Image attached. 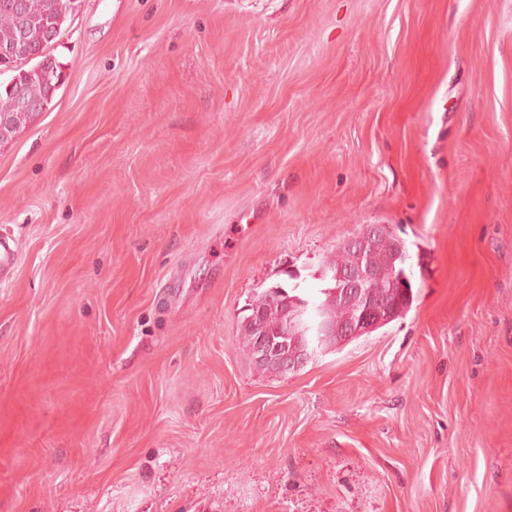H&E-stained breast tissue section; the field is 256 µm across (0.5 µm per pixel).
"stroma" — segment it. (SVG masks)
Listing matches in <instances>:
<instances>
[{"label":"stroma","instance_id":"obj_1","mask_svg":"<svg viewBox=\"0 0 512 512\" xmlns=\"http://www.w3.org/2000/svg\"><path fill=\"white\" fill-rule=\"evenodd\" d=\"M0 146V512H512V0H81ZM369 224L409 312L240 323ZM379 226L378 224L369 225L361 235L349 239L347 245L343 242L338 246L334 258L327 263L326 271L327 275L330 274V282L329 286L320 292L325 299L317 305L324 307L325 318L328 322L336 321V324L347 322L349 315V311L338 306L336 298L340 304L348 307L351 310V318L349 324L343 326V331H340L336 325L325 324L322 307L308 308V303H299L293 299L292 302L295 305L286 310L287 306L283 304L285 297L277 293L276 289L278 288H266L255 295L253 301L261 302L265 308V316L262 312L257 311V304H255L254 313L243 318L240 332L243 348L251 357L256 345L257 334L254 359L257 365L273 367L280 374L296 372L318 353L328 337L336 335V338L330 340L329 346H337L344 338L345 341H348L354 337L350 340L352 341L369 335L410 310L414 301V292L411 277L405 269V263L409 257L406 245L402 240L403 248L399 249L397 246L398 236L391 227L387 225V227L379 228ZM373 232L370 250L367 253L369 237ZM347 246L354 251L357 258L345 273H338L345 270L351 262V253ZM366 253L368 263L384 271V276L370 284L369 288L368 284L379 274L371 265L363 262ZM335 273L337 276H333L334 280L332 275ZM400 276H403V279H400ZM364 288H366V292L363 290ZM333 290H335L336 296L333 295ZM366 293L373 300L387 301L388 303L398 299L400 311L397 313L390 304L368 300ZM281 310H285L287 318L279 330L280 334L288 337V345H291L292 341H296L301 343L302 348L305 346L306 336H314L308 342L306 349L301 350L299 347L293 346L290 351L286 347V351L283 352L279 351L278 347H271V342L267 338V328L273 336H277L275 329L278 326ZM249 316L250 322L248 321ZM339 334H342L344 338Z\"/></svg>","mask_w":512,"mask_h":512}]
</instances>
